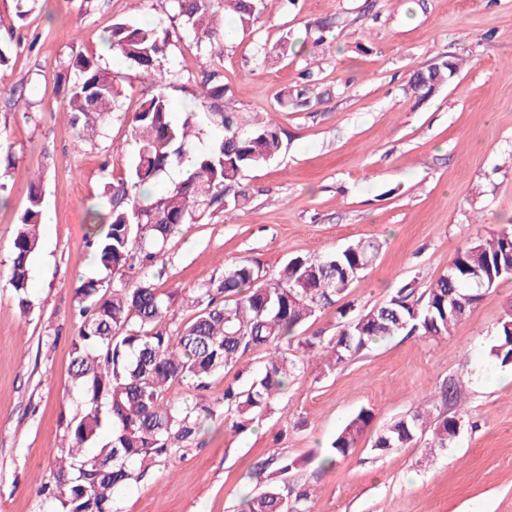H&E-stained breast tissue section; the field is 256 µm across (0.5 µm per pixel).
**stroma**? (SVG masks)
Returning a JSON list of instances; mask_svg holds the SVG:
<instances>
[{"instance_id": "35a3bbf8", "label": "stroma", "mask_w": 512, "mask_h": 512, "mask_svg": "<svg viewBox=\"0 0 512 512\" xmlns=\"http://www.w3.org/2000/svg\"><path fill=\"white\" fill-rule=\"evenodd\" d=\"M165 8L164 0H36L20 20L13 0H0V25L16 30L0 69V150L16 164L0 169V512H52L39 480L81 408L70 365L73 290L103 276L86 246L85 216L104 180L124 177L130 164L127 116L143 83L124 59L103 53L99 35L119 22H152ZM329 19L334 40L313 46L310 30ZM286 36L298 54L279 55ZM78 54L99 58L127 87L123 115L80 150L56 80ZM446 55L464 58L460 72L423 101L407 98L412 73ZM308 66V106L280 107ZM167 68L175 109L217 69L236 110L261 113L285 136L276 157L244 172L247 206L226 205L170 240L159 288H194L240 260L272 274L289 258L374 240V265L344 296L362 310L403 282L427 288L458 247L512 221V0H295L236 32L223 54L173 41ZM12 88L28 108L8 99ZM38 173L45 211L23 312L8 269ZM511 302L506 279L442 340L400 335L332 371L305 365L252 431L220 421L172 449L118 492L121 512H240L243 496L264 487L250 472L277 452L298 460L292 476L314 488L315 512H512V381L489 353ZM265 360L250 352L206 391L176 382L168 396L223 409L225 385ZM451 378L462 383L466 412L455 443L432 457L420 445L375 450L392 420L447 412L441 390ZM364 408L373 420L356 448L321 469L323 448Z\"/></svg>"}]
</instances>
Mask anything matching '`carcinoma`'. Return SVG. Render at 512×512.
<instances>
[{
    "label": "carcinoma",
    "instance_id": "cac0c4a2",
    "mask_svg": "<svg viewBox=\"0 0 512 512\" xmlns=\"http://www.w3.org/2000/svg\"><path fill=\"white\" fill-rule=\"evenodd\" d=\"M166 19L155 24L117 23L103 32L112 52L130 63L149 90L129 125L136 143L128 174L108 181L96 206L87 211V247L107 278L79 280L74 288L77 332L71 343V374L81 394V409L66 422L69 445L42 482L38 493L61 506L60 512H119L116 493L138 480L173 448L197 436L217 417L208 403L175 402L167 396L174 382L200 392L210 380L254 350L266 361L260 373L224 387V415L232 429L250 430L301 371V356L328 358L332 370L391 336L441 339L512 274V224L457 248L448 270L421 290L408 281L382 304L355 311L337 308L334 336L296 333L321 310L342 298L350 283L374 261L379 244L359 241L322 257H294L268 278L259 267L240 261L224 266L217 279L184 293L192 318L170 328L169 313L178 292L156 287L151 271L166 245L183 228L223 207L245 206L250 195L243 172L279 154L283 131L256 123L224 105L229 89L218 70L208 71L193 94L194 107L174 112L164 61L173 35L181 32L199 46L223 49L224 18L247 31L263 14L260 0H166ZM452 56L413 73L405 93L422 101L435 86L462 68ZM68 83L65 111L83 146L102 136L121 111V76L93 57L64 62ZM214 132L210 147L197 149L204 128ZM173 168L182 179L152 190ZM43 177L30 179L27 206L16 227L8 281L17 305L30 308L29 258L39 245ZM491 354L512 365V304L497 327ZM459 382L442 390L454 411L432 418L424 411L393 420L380 433L379 451L407 448L425 435L429 450H443L458 437L462 413L455 410ZM360 410L325 448L321 467L333 466L357 446L372 420ZM110 438L98 444L104 429ZM297 459L279 452L255 471L273 474L266 488L243 500L241 512H313L308 485L286 482Z\"/></svg>",
    "mask_w": 512,
    "mask_h": 512
}]
</instances>
